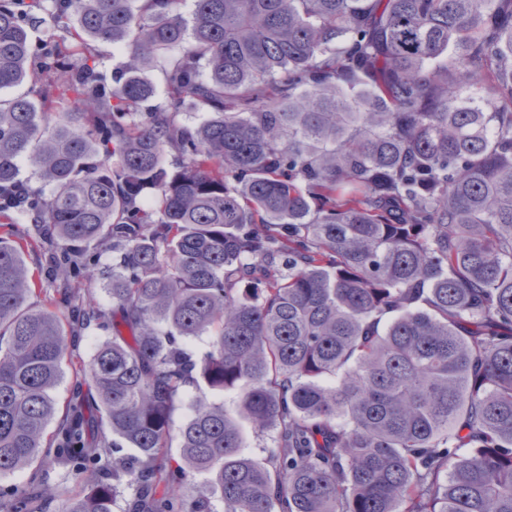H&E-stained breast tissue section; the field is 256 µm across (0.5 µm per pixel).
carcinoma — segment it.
<instances>
[{
    "label": "carcinoma",
    "instance_id": "carcinoma-1",
    "mask_svg": "<svg viewBox=\"0 0 512 512\" xmlns=\"http://www.w3.org/2000/svg\"><path fill=\"white\" fill-rule=\"evenodd\" d=\"M181 2L0 0V480L52 448L68 512L123 481L127 512H512V0ZM91 41L125 49L110 86ZM21 212L63 282L111 246L108 306L30 303ZM235 388L266 465L210 399ZM241 428L245 441V452L259 463H267V448H271L273 441L271 432L255 430L250 423L241 420Z\"/></svg>",
    "mask_w": 512,
    "mask_h": 512
}]
</instances>
